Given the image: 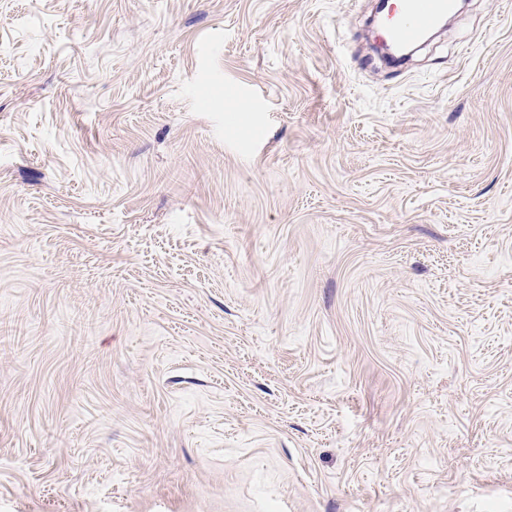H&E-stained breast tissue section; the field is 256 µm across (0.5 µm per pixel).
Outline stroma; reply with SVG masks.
Listing matches in <instances>:
<instances>
[{"label":"stroma","instance_id":"obj_1","mask_svg":"<svg viewBox=\"0 0 512 512\" xmlns=\"http://www.w3.org/2000/svg\"><path fill=\"white\" fill-rule=\"evenodd\" d=\"M373 7L0 0V512H512V0ZM398 1L399 4L389 6L382 21L381 33L386 41L381 42L380 49L386 54H391L392 50L388 42L401 46L418 43L424 33L452 13L456 5L454 0Z\"/></svg>","mask_w":512,"mask_h":512}]
</instances>
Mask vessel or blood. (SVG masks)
Segmentation results:
<instances>
[{
  "label": "vessel or blood",
  "mask_w": 512,
  "mask_h": 512,
  "mask_svg": "<svg viewBox=\"0 0 512 512\" xmlns=\"http://www.w3.org/2000/svg\"><path fill=\"white\" fill-rule=\"evenodd\" d=\"M454 9L455 0H397L383 18L381 33L392 44L411 46Z\"/></svg>",
  "instance_id": "obj_1"
}]
</instances>
